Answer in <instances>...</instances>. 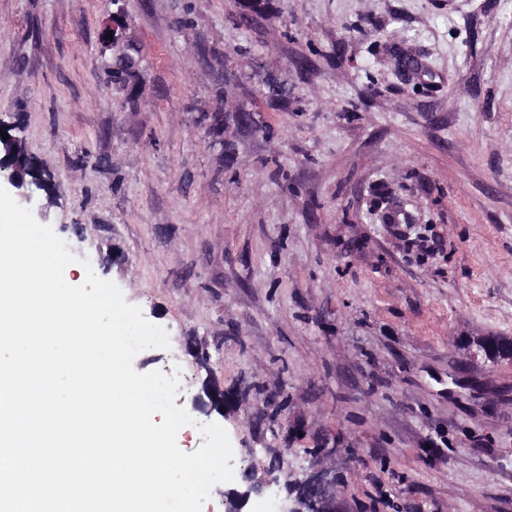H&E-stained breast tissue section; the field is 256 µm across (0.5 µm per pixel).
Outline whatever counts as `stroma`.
Here are the masks:
<instances>
[{
  "instance_id": "1",
  "label": "stroma",
  "mask_w": 512,
  "mask_h": 512,
  "mask_svg": "<svg viewBox=\"0 0 512 512\" xmlns=\"http://www.w3.org/2000/svg\"><path fill=\"white\" fill-rule=\"evenodd\" d=\"M2 115L66 281L167 331L133 365L179 375L178 447L282 456L250 512L318 472L331 512H512V359L476 346L512 339V0H0Z\"/></svg>"
}]
</instances>
